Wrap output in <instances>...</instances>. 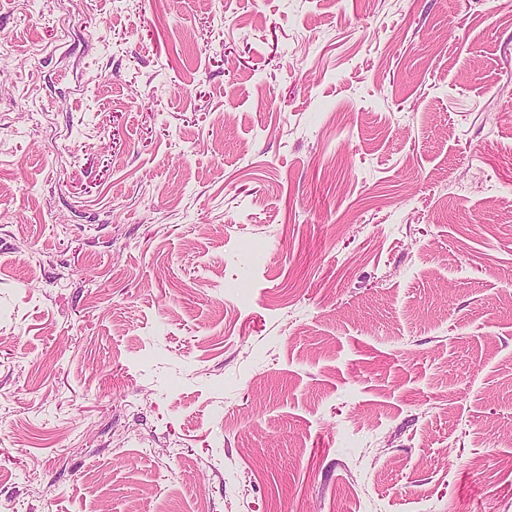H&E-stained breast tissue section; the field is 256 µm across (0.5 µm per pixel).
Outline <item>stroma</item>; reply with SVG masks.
<instances>
[{
    "mask_svg": "<svg viewBox=\"0 0 512 512\" xmlns=\"http://www.w3.org/2000/svg\"><path fill=\"white\" fill-rule=\"evenodd\" d=\"M0 512H512V0H0Z\"/></svg>",
    "mask_w": 512,
    "mask_h": 512,
    "instance_id": "35a3bbf8",
    "label": "stroma"
}]
</instances>
